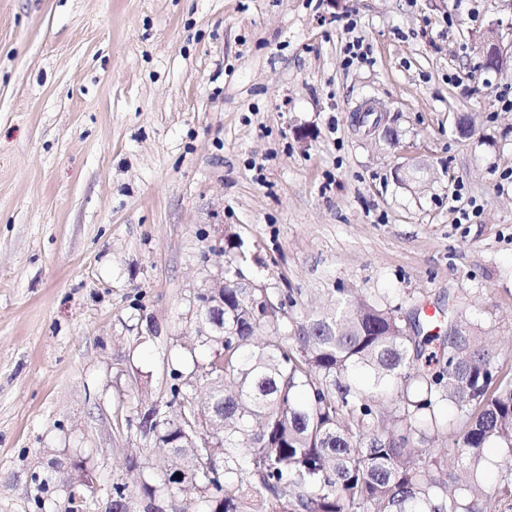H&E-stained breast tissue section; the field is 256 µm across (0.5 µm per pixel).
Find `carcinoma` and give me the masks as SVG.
<instances>
[{
  "label": "carcinoma",
  "instance_id": "cac0c4a2",
  "mask_svg": "<svg viewBox=\"0 0 512 512\" xmlns=\"http://www.w3.org/2000/svg\"><path fill=\"white\" fill-rule=\"evenodd\" d=\"M269 304L283 307L262 288L224 286L222 357L171 370L175 412L151 432L176 463L161 457L151 479L112 484V512H165L173 490L194 494L179 512H512V368L468 319L448 314L459 335L436 345L420 319L409 335L397 310L349 295L285 336ZM199 383L224 412L221 448L185 436L211 413L179 405ZM442 403L458 425L448 447L424 448ZM487 448L507 454L491 485Z\"/></svg>",
  "mask_w": 512,
  "mask_h": 512
}]
</instances>
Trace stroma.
Returning <instances> with one entry per match:
<instances>
[{
	"label": "stroma",
	"mask_w": 512,
	"mask_h": 512,
	"mask_svg": "<svg viewBox=\"0 0 512 512\" xmlns=\"http://www.w3.org/2000/svg\"><path fill=\"white\" fill-rule=\"evenodd\" d=\"M498 20L512 41V0H0V512H64L44 454L86 463L96 512L150 462L126 419L206 359L183 315L231 240L282 333L347 292L443 339L461 311L512 364ZM479 53L493 63L494 71H502L512 67V45L504 46L503 36L495 27H489L477 39ZM510 49V52L508 50Z\"/></svg>",
	"instance_id": "obj_1"
}]
</instances>
